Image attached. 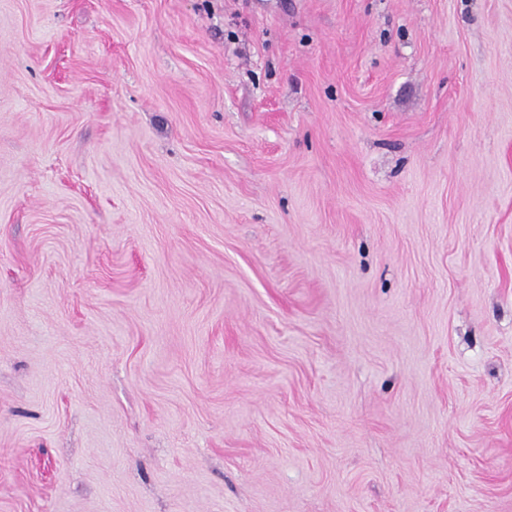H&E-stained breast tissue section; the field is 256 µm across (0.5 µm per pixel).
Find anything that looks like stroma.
Listing matches in <instances>:
<instances>
[{"instance_id": "35a3bbf8", "label": "stroma", "mask_w": 512, "mask_h": 512, "mask_svg": "<svg viewBox=\"0 0 512 512\" xmlns=\"http://www.w3.org/2000/svg\"><path fill=\"white\" fill-rule=\"evenodd\" d=\"M0 512H512V0H0Z\"/></svg>"}]
</instances>
